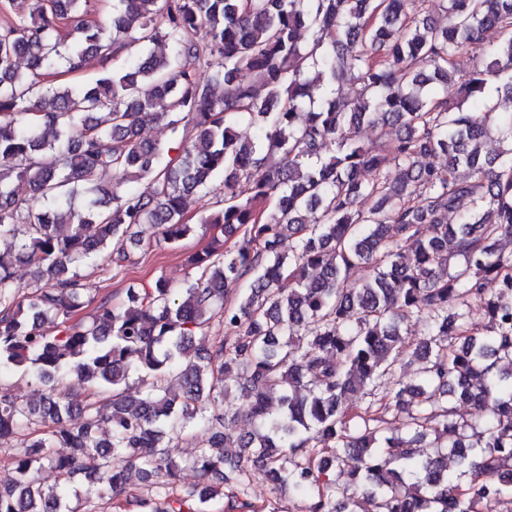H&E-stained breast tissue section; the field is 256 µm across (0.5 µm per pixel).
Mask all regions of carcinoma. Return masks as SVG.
I'll return each instance as SVG.
<instances>
[{
    "label": "carcinoma",
    "mask_w": 512,
    "mask_h": 512,
    "mask_svg": "<svg viewBox=\"0 0 512 512\" xmlns=\"http://www.w3.org/2000/svg\"><path fill=\"white\" fill-rule=\"evenodd\" d=\"M428 2L113 0L101 20L91 0H0V239L14 242L0 255V370L49 386L33 403L0 390V439L21 440L0 512H81L134 474L140 512H205L226 489L229 508L250 509L252 471L291 484L308 512H356L360 495L366 512H512V253L497 248L512 238V0H436L444 27ZM491 27L506 38L488 54ZM464 48L479 61L459 81ZM90 57L93 83L36 94ZM347 76L351 97L335 92ZM492 120L509 147L488 156ZM160 121L181 132L174 158L139 137ZM363 124L402 134L365 143ZM106 171L117 186L100 185ZM219 173L224 207L202 223L224 240L192 255L194 279L130 288L126 307L85 298L80 265L123 266L128 237L180 242L195 231L186 197ZM141 179L150 191L122 187ZM16 263L33 272L28 294ZM214 321L229 339L183 362ZM407 349L421 364L410 381L397 377ZM67 372L84 401L58 388ZM230 381L255 424L240 437L224 427ZM354 392L379 409L352 411ZM197 428L208 441L191 467L221 481L183 497L171 448ZM230 444L245 456L225 457Z\"/></svg>",
    "instance_id": "1"
}]
</instances>
